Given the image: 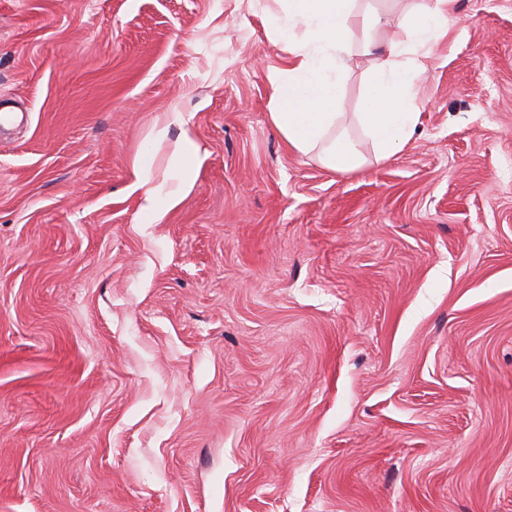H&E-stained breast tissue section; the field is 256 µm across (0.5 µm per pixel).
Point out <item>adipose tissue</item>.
I'll return each instance as SVG.
<instances>
[{
    "label": "adipose tissue",
    "mask_w": 512,
    "mask_h": 512,
    "mask_svg": "<svg viewBox=\"0 0 512 512\" xmlns=\"http://www.w3.org/2000/svg\"><path fill=\"white\" fill-rule=\"evenodd\" d=\"M355 3L286 0L282 14L269 19L292 60L288 73L270 76L271 119L291 149L318 151L326 167L341 173L365 163L355 141L335 132L340 118L335 106L353 32H360L362 52L372 61V80L357 120L385 159L406 145L417 126L419 113L410 93L427 72L428 47L444 30L456 0H434L403 19L405 40L384 43L375 35L390 25L389 16L377 11L356 15Z\"/></svg>",
    "instance_id": "1"
}]
</instances>
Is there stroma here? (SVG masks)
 <instances>
[{
  "label": "stroma",
  "instance_id": "1",
  "mask_svg": "<svg viewBox=\"0 0 512 512\" xmlns=\"http://www.w3.org/2000/svg\"><path fill=\"white\" fill-rule=\"evenodd\" d=\"M281 10L0 0V512H512V0L386 159L352 51L351 173L271 120Z\"/></svg>",
  "mask_w": 512,
  "mask_h": 512
}]
</instances>
